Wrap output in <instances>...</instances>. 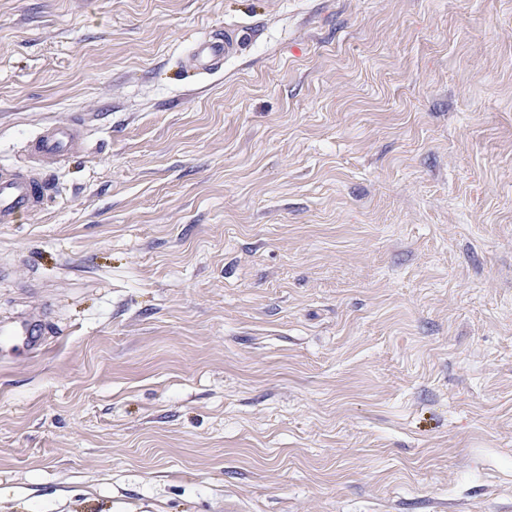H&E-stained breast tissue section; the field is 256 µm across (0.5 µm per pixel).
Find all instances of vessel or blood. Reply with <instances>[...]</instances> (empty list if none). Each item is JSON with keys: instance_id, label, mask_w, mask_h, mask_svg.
<instances>
[{"instance_id": "obj_1", "label": "vessel or blood", "mask_w": 512, "mask_h": 512, "mask_svg": "<svg viewBox=\"0 0 512 512\" xmlns=\"http://www.w3.org/2000/svg\"><path fill=\"white\" fill-rule=\"evenodd\" d=\"M235 50L231 36L200 41L191 59L197 72H210L223 66ZM83 125L79 122L47 126L30 144L29 152L39 159L65 160L76 154L82 146ZM55 194L53 185L40 173L12 169L0 171V224L16 223L19 216L43 208ZM36 331L31 322L21 320L0 326V337H22L31 351H39Z\"/></svg>"}]
</instances>
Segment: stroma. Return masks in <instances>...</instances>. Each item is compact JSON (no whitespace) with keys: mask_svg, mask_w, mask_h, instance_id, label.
<instances>
[{"mask_svg":"<svg viewBox=\"0 0 512 512\" xmlns=\"http://www.w3.org/2000/svg\"><path fill=\"white\" fill-rule=\"evenodd\" d=\"M78 115L0 512H512V0H0V169ZM235 50V42L231 36L224 38L205 39L197 43L191 55L194 69L201 72L217 70L224 64V59L230 57Z\"/></svg>","mask_w":512,"mask_h":512,"instance_id":"35a3bbf8","label":"stroma"}]
</instances>
